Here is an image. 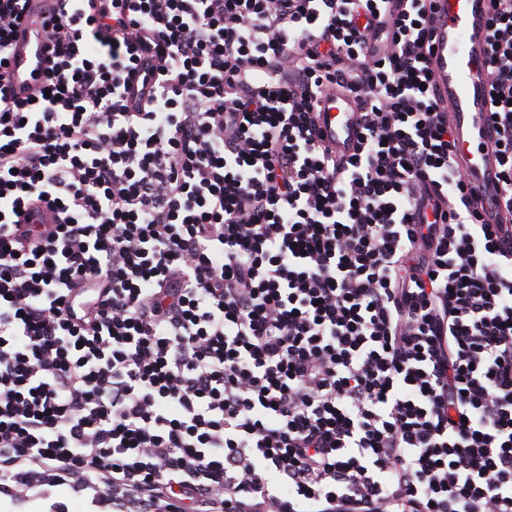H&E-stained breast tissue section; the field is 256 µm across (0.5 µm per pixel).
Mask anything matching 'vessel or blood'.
Returning <instances> with one entry per match:
<instances>
[{
    "mask_svg": "<svg viewBox=\"0 0 512 512\" xmlns=\"http://www.w3.org/2000/svg\"><path fill=\"white\" fill-rule=\"evenodd\" d=\"M51 0H29L14 33L6 70L14 94L25 98L45 65L43 20ZM490 0H436V22L428 67L441 107L448 114L458 144L456 162L475 190L486 223H499L495 204L499 164L489 101L487 20ZM321 144L337 162L356 154L363 136V108L353 92L337 88L325 95L317 112Z\"/></svg>",
    "mask_w": 512,
    "mask_h": 512,
    "instance_id": "b4317fda",
    "label": "vessel or blood"
}]
</instances>
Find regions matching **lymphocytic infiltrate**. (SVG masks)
Returning <instances> with one entry per match:
<instances>
[{
	"label": "lymphocytic infiltrate",
	"instance_id": "f902f5d3",
	"mask_svg": "<svg viewBox=\"0 0 512 512\" xmlns=\"http://www.w3.org/2000/svg\"><path fill=\"white\" fill-rule=\"evenodd\" d=\"M54 2L32 98L0 81V493L512 512V239L456 164L432 0ZM487 28L512 215V0ZM363 112L356 94L341 87L325 95L319 104L316 125L321 144L338 163L357 153L364 132Z\"/></svg>",
	"mask_w": 512,
	"mask_h": 512
}]
</instances>
